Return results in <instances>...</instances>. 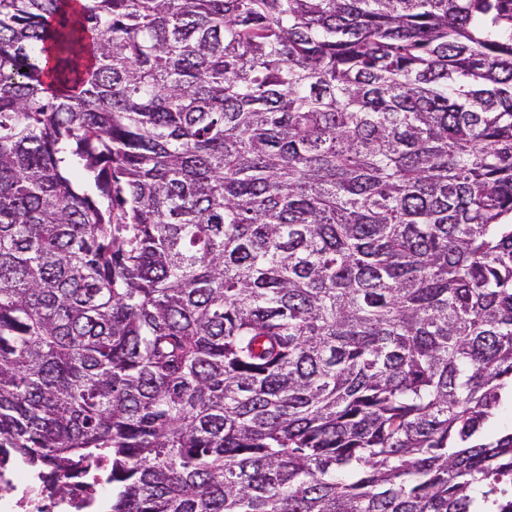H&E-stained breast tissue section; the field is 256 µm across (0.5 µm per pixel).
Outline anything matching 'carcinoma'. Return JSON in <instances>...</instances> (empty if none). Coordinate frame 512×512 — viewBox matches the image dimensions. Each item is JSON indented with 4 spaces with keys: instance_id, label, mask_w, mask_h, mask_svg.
Returning a JSON list of instances; mask_svg holds the SVG:
<instances>
[{
    "instance_id": "carcinoma-1",
    "label": "carcinoma",
    "mask_w": 512,
    "mask_h": 512,
    "mask_svg": "<svg viewBox=\"0 0 512 512\" xmlns=\"http://www.w3.org/2000/svg\"><path fill=\"white\" fill-rule=\"evenodd\" d=\"M507 401L512 0H0L1 467L512 512Z\"/></svg>"
}]
</instances>
